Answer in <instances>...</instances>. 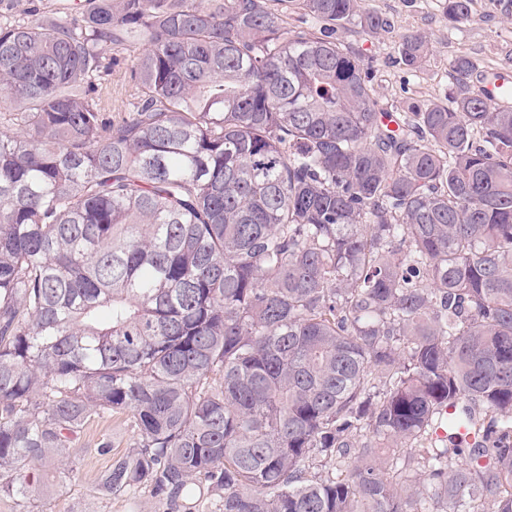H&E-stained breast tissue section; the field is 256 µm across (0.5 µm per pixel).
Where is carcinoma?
Returning <instances> with one entry per match:
<instances>
[{"instance_id":"obj_1","label":"carcinoma","mask_w":512,"mask_h":512,"mask_svg":"<svg viewBox=\"0 0 512 512\" xmlns=\"http://www.w3.org/2000/svg\"><path fill=\"white\" fill-rule=\"evenodd\" d=\"M472 3L444 0L448 25ZM352 28L387 21L361 0H86L0 24V495L66 481L112 412L137 441L108 495L512 512V108L458 55L448 101L384 112ZM118 47L137 101L112 120ZM398 52L418 69L430 39Z\"/></svg>"}]
</instances>
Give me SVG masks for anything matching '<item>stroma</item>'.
<instances>
[{
  "instance_id": "stroma-1",
  "label": "stroma",
  "mask_w": 512,
  "mask_h": 512,
  "mask_svg": "<svg viewBox=\"0 0 512 512\" xmlns=\"http://www.w3.org/2000/svg\"><path fill=\"white\" fill-rule=\"evenodd\" d=\"M85 0H0V21H27L82 7ZM442 0H363V5L388 19V32L374 37L353 29L343 36L347 47L370 58L368 82L381 108L401 112L410 103L447 101L453 77L450 59L460 54L477 58L485 67L484 79L503 76L512 82V9H502L499 0H473L467 21L449 26L442 14ZM408 31L429 35L432 52L419 69L404 66L397 52L400 36ZM112 74L99 88L107 117L116 118L135 100L128 80L131 53L116 52ZM131 421L123 414H107L92 420L73 445L70 458L76 474L64 482H49L34 512H186L149 491L128 496H102L97 479L113 455L123 453L136 440ZM111 444L109 454L96 451L101 440Z\"/></svg>"
}]
</instances>
